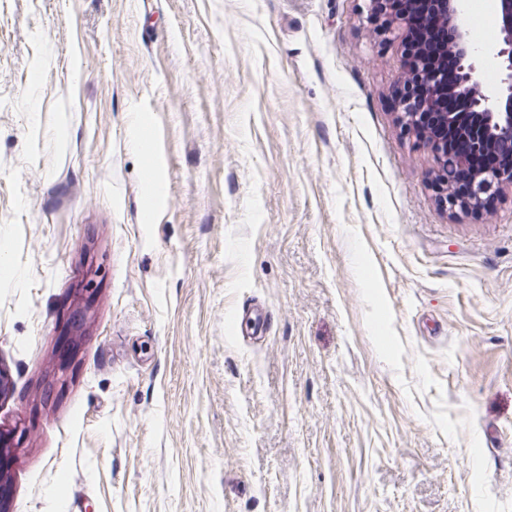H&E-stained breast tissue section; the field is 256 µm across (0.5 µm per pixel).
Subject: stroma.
I'll return each mask as SVG.
<instances>
[{
	"instance_id": "stroma-1",
	"label": "stroma",
	"mask_w": 512,
	"mask_h": 512,
	"mask_svg": "<svg viewBox=\"0 0 512 512\" xmlns=\"http://www.w3.org/2000/svg\"><path fill=\"white\" fill-rule=\"evenodd\" d=\"M367 13L0 0L5 512H512V190L439 204Z\"/></svg>"
}]
</instances>
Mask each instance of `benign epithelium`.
Instances as JSON below:
<instances>
[{
  "label": "benign epithelium",
  "mask_w": 512,
  "mask_h": 512,
  "mask_svg": "<svg viewBox=\"0 0 512 512\" xmlns=\"http://www.w3.org/2000/svg\"><path fill=\"white\" fill-rule=\"evenodd\" d=\"M462 0H427L423 13H391L387 27L416 28L433 37L441 28L448 29V43L439 53L430 56L434 61L449 53L456 59V71L451 79L437 81L438 72L428 65L417 77L418 96L398 103V121L407 129L420 132V110L433 112L437 123L448 128V138L429 142L431 151L442 160L448 155L451 138L468 125L494 133L500 142L502 161L493 171L483 167L480 145L472 143L469 150L457 154L455 166L466 177L468 190L464 195L447 188L442 203L450 212L480 208L486 197L498 196L505 187L512 188V0H497L498 25L491 39L482 46L472 41L469 33L457 24ZM492 57L497 64L499 83L494 96L476 90L480 61ZM460 92L472 99L473 111L452 118L448 98ZM89 304L77 305L69 324V332L77 340L85 333ZM20 427L0 428V461L5 460L15 442L21 440Z\"/></svg>",
  "instance_id": "obj_1"
}]
</instances>
